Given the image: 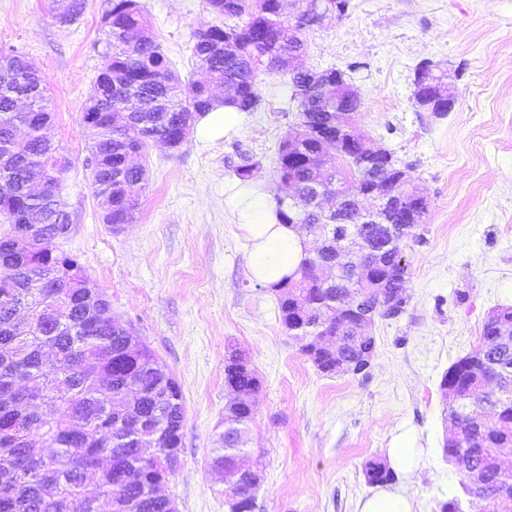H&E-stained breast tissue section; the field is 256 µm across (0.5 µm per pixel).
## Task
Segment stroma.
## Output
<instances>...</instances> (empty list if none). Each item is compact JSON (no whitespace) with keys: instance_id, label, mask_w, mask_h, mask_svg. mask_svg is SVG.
Returning <instances> with one entry per match:
<instances>
[{"instance_id":"obj_1","label":"stroma","mask_w":512,"mask_h":512,"mask_svg":"<svg viewBox=\"0 0 512 512\" xmlns=\"http://www.w3.org/2000/svg\"><path fill=\"white\" fill-rule=\"evenodd\" d=\"M139 3L174 70L198 78L193 35L217 21L205 0ZM109 8L110 0H85L66 21L58 0H0V49L17 47L39 71L53 110L47 133L71 161L62 194L72 226L58 251L77 259L113 319L181 387L180 465L161 494L178 512H229L211 457L234 351L262 381L246 432L263 474L255 512H355L372 490L367 465L387 461L405 431L423 451V475L395 483L416 512L461 497V476L442 450L450 417L439 383L478 344L487 315L512 305V0H350L342 19L303 36L302 65L346 74L362 99L358 130L392 151L429 201L405 241V312L376 320L366 373L332 377L285 331L276 295L252 277L250 243L224 204L244 155L279 193L278 146L298 121L288 74L260 73L264 106L239 135L192 132L176 148L150 145L137 219L113 230L91 187L90 135L80 124L108 50ZM424 60L445 72L456 96L446 117L415 106Z\"/></svg>"}]
</instances>
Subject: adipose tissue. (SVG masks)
<instances>
[{
    "instance_id": "obj_1",
    "label": "adipose tissue",
    "mask_w": 512,
    "mask_h": 512,
    "mask_svg": "<svg viewBox=\"0 0 512 512\" xmlns=\"http://www.w3.org/2000/svg\"><path fill=\"white\" fill-rule=\"evenodd\" d=\"M269 198L265 183L254 178L227 188L226 202L252 246L251 274L268 286L293 274L302 256L312 248L309 237L279 222Z\"/></svg>"
}]
</instances>
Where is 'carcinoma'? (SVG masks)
I'll return each mask as SVG.
<instances>
[{
	"instance_id": "1",
	"label": "carcinoma",
	"mask_w": 512,
	"mask_h": 512,
	"mask_svg": "<svg viewBox=\"0 0 512 512\" xmlns=\"http://www.w3.org/2000/svg\"><path fill=\"white\" fill-rule=\"evenodd\" d=\"M218 16L246 17L242 25L215 24L195 32L194 68L206 81H183L171 70L161 46L150 36V25L139 0H111L107 15L108 52L97 76V95L83 109L81 123L91 135L92 189L102 200L103 223L131 224L139 211L135 187L146 178L145 150L149 142L178 141L189 134L195 119L222 104L216 87L232 88V103L242 112H256L262 99L257 90L261 70L284 67L304 49V32L323 24L325 15L305 4L294 16L296 35L288 36L284 0H206ZM14 75L0 81V218L11 225L0 234V448L11 449L14 474L0 480V512H100L90 510L86 489L97 490L94 502L119 496L132 512H177L175 501L158 487L174 472L170 449L181 447L184 403L181 388L157 355L144 343L130 346V334L117 323L104 324L99 310L108 305L98 293L64 287L65 268L76 259L57 252L58 231L72 224L64 197H42L31 191L29 175L39 172L63 183L58 149L44 134L52 111L42 79L27 62L16 61ZM292 99L299 122L280 142L275 166L282 184L293 180L298 189L323 187L330 192L363 190L377 173L396 181L398 161L359 154L348 143L332 157L331 166L316 170L310 158L323 150L325 133H336V100L347 89L336 88V72L314 79L304 71L290 74ZM136 101L129 112L125 100ZM28 109H18L19 102ZM26 131L23 149L15 148L13 132ZM282 224L315 222L300 214L288 195L276 199ZM34 217L29 225L26 216ZM29 225L42 241L33 253L15 247L13 234ZM404 242L386 252L380 274L391 291L405 289L410 263H401ZM323 256L308 253L284 283L273 285L281 323L295 322L293 297L305 299L336 321V289L315 274ZM26 294L31 311L25 329L13 325L14 303ZM512 318V306L495 308L486 318L481 338L496 334V319ZM62 363L66 374L46 370V359ZM467 358L453 363L440 387L454 390L462 401L447 402L456 437H446L443 452L450 462L466 456L483 474L478 487L462 484L472 512H487L512 474L501 466L503 448H512V386L484 392L488 381L512 380V345L494 352L492 363L469 371ZM224 379L245 397L261 384L256 373L229 364ZM242 415L224 423V447L213 449L211 465L224 471V449L241 448ZM154 448L146 458L140 447ZM372 484L396 479L390 467L375 463L367 470Z\"/></svg>"
}]
</instances>
